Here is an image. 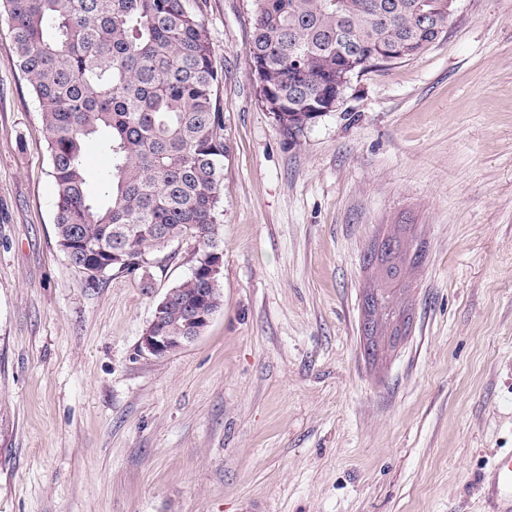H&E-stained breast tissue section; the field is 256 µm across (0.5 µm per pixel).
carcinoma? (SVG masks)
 Returning a JSON list of instances; mask_svg holds the SVG:
<instances>
[{
	"instance_id": "1",
	"label": "carcinoma",
	"mask_w": 512,
	"mask_h": 512,
	"mask_svg": "<svg viewBox=\"0 0 512 512\" xmlns=\"http://www.w3.org/2000/svg\"><path fill=\"white\" fill-rule=\"evenodd\" d=\"M248 54L259 94L295 141L336 93L346 56L367 66L412 59L448 27V0H255ZM17 68L38 104L56 183L58 244L90 282L117 271L135 275L171 243H197L194 267L221 245L220 76L205 25L185 0H0ZM102 138L111 157L106 191L88 189L85 143ZM372 291L382 348L398 335L392 306L407 269L418 267L402 236L382 239ZM209 289L222 302L220 272L192 273L174 286L160 329L186 336L188 307Z\"/></svg>"
}]
</instances>
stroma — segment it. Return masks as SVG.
I'll return each mask as SVG.
<instances>
[{
	"label": "stroma",
	"instance_id": "35a3bbf8",
	"mask_svg": "<svg viewBox=\"0 0 512 512\" xmlns=\"http://www.w3.org/2000/svg\"><path fill=\"white\" fill-rule=\"evenodd\" d=\"M222 81L223 302L140 338L194 265L90 283L57 244L31 89L0 21V512H493L512 453V0H458L419 56L352 76L289 141L247 46L254 0H185ZM423 261L412 329L370 359L375 238Z\"/></svg>",
	"mask_w": 512,
	"mask_h": 512
}]
</instances>
